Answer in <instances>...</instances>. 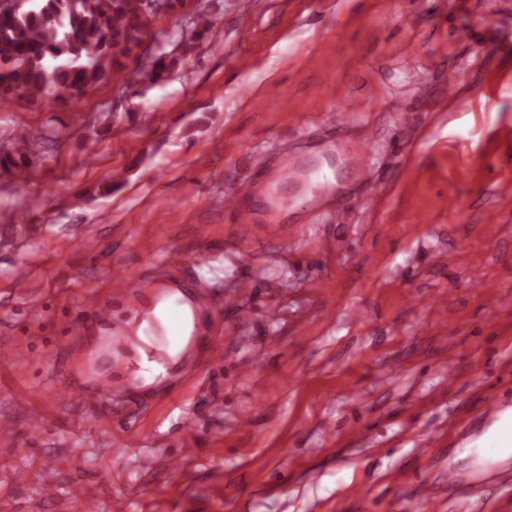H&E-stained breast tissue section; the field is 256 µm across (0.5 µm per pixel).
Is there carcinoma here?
I'll use <instances>...</instances> for the list:
<instances>
[{"mask_svg": "<svg viewBox=\"0 0 512 512\" xmlns=\"http://www.w3.org/2000/svg\"><path fill=\"white\" fill-rule=\"evenodd\" d=\"M143 0H33L0 9V96L83 93L139 45Z\"/></svg>", "mask_w": 512, "mask_h": 512, "instance_id": "cac0c4a2", "label": "carcinoma"}]
</instances>
